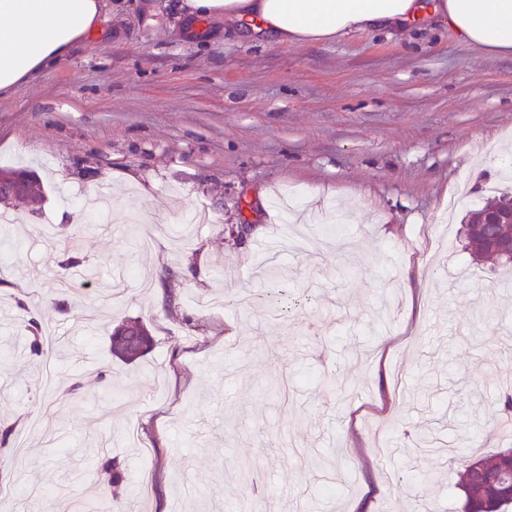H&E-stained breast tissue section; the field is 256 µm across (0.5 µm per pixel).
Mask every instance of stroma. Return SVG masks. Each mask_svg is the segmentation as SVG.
Here are the masks:
<instances>
[{
  "instance_id": "stroma-1",
  "label": "stroma",
  "mask_w": 512,
  "mask_h": 512,
  "mask_svg": "<svg viewBox=\"0 0 512 512\" xmlns=\"http://www.w3.org/2000/svg\"><path fill=\"white\" fill-rule=\"evenodd\" d=\"M176 0H125L102 34L0 99V167L39 175V214H0V342L17 301L66 357L0 362V425L30 436L0 478V512H67L110 490L113 457L149 493L135 512H461L441 445L481 437L512 388V273L473 263L462 232L512 150V58L424 25L318 47L271 45ZM248 205L237 242L224 227ZM306 299L311 330L235 305L274 286ZM155 345L112 359V323ZM80 382L59 401L36 394ZM136 428L151 461L129 446ZM437 446L421 447L423 433ZM435 472L420 484L388 471Z\"/></svg>"
}]
</instances>
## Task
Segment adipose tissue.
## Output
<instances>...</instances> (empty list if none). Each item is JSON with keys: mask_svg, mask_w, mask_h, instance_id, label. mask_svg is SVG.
Returning a JSON list of instances; mask_svg holds the SVG:
<instances>
[{"mask_svg": "<svg viewBox=\"0 0 512 512\" xmlns=\"http://www.w3.org/2000/svg\"><path fill=\"white\" fill-rule=\"evenodd\" d=\"M189 21L224 20L278 44L318 45L366 30L438 21L461 43L512 57V0H180ZM112 0H0V97L100 35Z\"/></svg>", "mask_w": 512, "mask_h": 512, "instance_id": "obj_1", "label": "adipose tissue"}]
</instances>
